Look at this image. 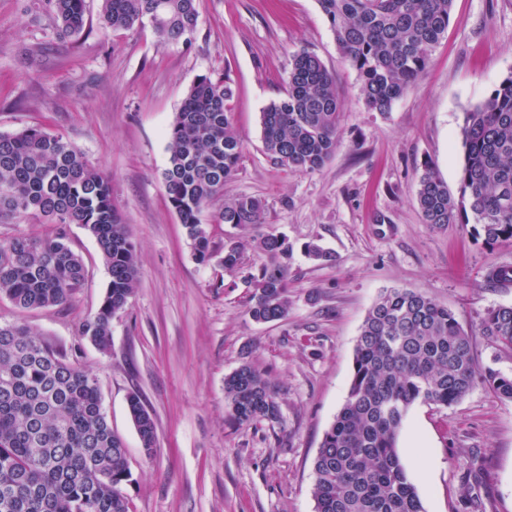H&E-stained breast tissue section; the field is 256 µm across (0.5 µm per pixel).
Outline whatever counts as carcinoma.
<instances>
[{
  "label": "carcinoma",
  "instance_id": "obj_1",
  "mask_svg": "<svg viewBox=\"0 0 512 512\" xmlns=\"http://www.w3.org/2000/svg\"><path fill=\"white\" fill-rule=\"evenodd\" d=\"M336 42L359 78L372 112L386 115L420 78L448 31L453 0H318ZM60 32L80 34L86 0H50ZM101 28L150 23L166 43L189 45L196 0H102ZM234 91L224 76L202 75L190 87L169 131L162 173L169 204L195 257H216L202 214L235 172L242 143L233 123ZM340 100L336 77L321 60L292 56L288 89L261 113L266 151L283 167L314 172L335 154ZM464 163L458 195L436 165L417 171L416 201L432 228L472 225L486 244L512 241V75L465 114ZM18 216L57 224L51 237L19 235L0 246V298L19 309L69 303L85 285L82 257L66 226L94 238L109 281L97 312L78 334L101 351L112 343V317L124 310L138 274L128 225L112 205L109 177L59 134L33 126L0 134V222ZM262 204L240 195L224 202L216 224H259ZM256 248L271 262L245 279L248 314L284 322L291 309L284 237L267 235ZM218 258V257H216ZM241 251L224 249L218 263L236 267ZM512 349V306L487 309L467 332L448 307L419 289L392 288L367 312L357 337L347 398L313 460L315 512H424L397 448L400 428L416 403L448 407L481 381L512 399V375L480 369L474 334ZM224 398L238 425L281 421L272 382L244 362L224 377ZM128 412L146 456L157 447L156 423L141 397ZM124 441L103 409L95 377L54 352L22 322L0 323V512H128L123 488L132 481Z\"/></svg>",
  "mask_w": 512,
  "mask_h": 512
}]
</instances>
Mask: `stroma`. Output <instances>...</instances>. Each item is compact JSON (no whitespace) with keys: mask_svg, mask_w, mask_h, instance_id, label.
Wrapping results in <instances>:
<instances>
[{"mask_svg":"<svg viewBox=\"0 0 512 512\" xmlns=\"http://www.w3.org/2000/svg\"><path fill=\"white\" fill-rule=\"evenodd\" d=\"M190 45L151 27L103 31L101 0L87 25L62 35L47 0H0V134L41 126L62 134L108 174L112 202L135 243L139 273L127 307L99 351L77 324L99 308L107 270L91 236L66 228L87 280L67 305L22 311L0 298V322L20 321L94 375L133 481L130 512H314L312 462L342 407L357 336L380 293L417 288L450 308L464 329L512 306V282L488 283L490 264L512 266V242L488 246L471 227L433 229L415 202L417 171L432 160L459 187L466 112L512 75V0H454L448 33L388 115L368 110L318 0H197ZM317 55L336 76L339 146L316 172L266 152L261 112L284 96L292 56ZM234 89L242 156L216 200L249 195L263 221L208 225L215 250L242 247L232 270L201 263L167 201L168 132L202 75ZM287 236V322L249 314L245 277L266 264L255 238ZM317 242L336 256L304 253ZM250 362L275 385L282 420L234 424L224 377ZM139 393L157 428L146 457L127 409ZM397 446L425 512H512V400L484 383L457 404H414Z\"/></svg>","mask_w":512,"mask_h":512,"instance_id":"obj_1","label":"stroma"}]
</instances>
